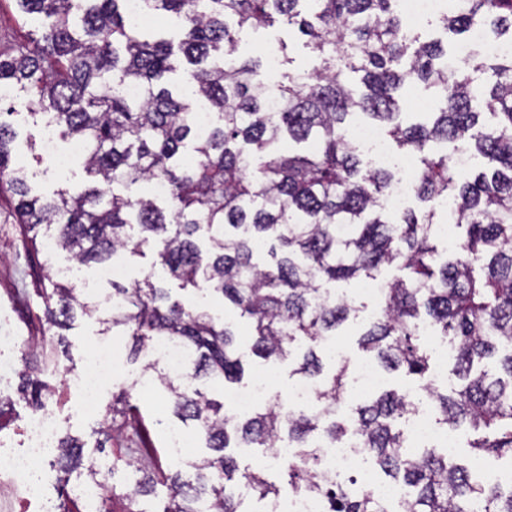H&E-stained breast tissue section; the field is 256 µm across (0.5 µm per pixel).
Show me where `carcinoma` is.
I'll list each match as a JSON object with an SVG mask.
<instances>
[{
  "instance_id": "carcinoma-1",
  "label": "carcinoma",
  "mask_w": 512,
  "mask_h": 512,
  "mask_svg": "<svg viewBox=\"0 0 512 512\" xmlns=\"http://www.w3.org/2000/svg\"><path fill=\"white\" fill-rule=\"evenodd\" d=\"M127 0H17L22 16L42 26L32 42L0 49V89L27 92L26 110L48 116L63 137L81 139L91 182L75 192L30 195L24 168L11 145L17 133L0 119V198L12 205L33 255L44 240L81 264H103L118 252L153 255V266L180 289L224 298L251 328L254 355L266 366L294 360L293 374L319 384L318 407L283 412L260 405L242 419L207 392L243 378L242 355L232 324L204 306L174 300L149 272L130 287L91 296L74 284L38 288L41 321L57 341L18 355V384L0 392V416L17 393L31 411L51 395L42 379L56 372L61 331L77 315L96 318L101 334L127 336L131 356L155 343L181 345L187 360L174 375L156 359L145 366L169 401L170 416L192 426L206 452L163 474L170 498L163 512H242L238 486L259 498L286 490L315 492L323 512H380L378 500L320 474L316 443L351 434L388 481L409 493L406 512H512V487L474 481L470 468L442 448L407 447L402 420L416 396L406 388L372 394L347 416L349 369L338 364L323 375V342L360 309L336 285L377 281L384 266L404 275L383 289L380 316L366 321L358 344L383 367L402 371L427 393L437 423L470 436L474 458H512V58L471 55L452 69L437 41L410 36L397 0H147L158 17L180 22L178 43L128 24ZM280 22L297 29L321 58L314 74L282 75L266 82L259 57L238 54L246 28ZM439 22L447 38L482 25L497 39H512V0H467ZM360 77L357 91L345 74ZM432 93L435 111L405 125L403 89ZM135 85L129 99L121 87ZM284 108L273 112L268 96ZM206 107V135L195 113ZM364 114L418 162L415 195L452 207V223L465 237L443 262L433 239L436 209L416 214L388 211L383 197L395 175L365 169L348 137L347 118ZM285 139L305 143L303 153H283ZM467 145L469 159L492 166L457 177L451 154L435 146ZM156 179L167 185L165 205L133 186ZM267 250L271 263L254 253ZM434 335L450 340L448 353L458 387L440 393L431 384V356L419 329L422 316ZM141 379L122 386L107 406L102 433L123 435L129 447L101 466L85 457L84 444L58 439L56 463L111 495L97 512H148L156 475L140 465L146 417L132 403ZM288 438L297 458L285 465L286 485L257 470L240 468L234 448L270 454ZM120 469L136 475L116 491Z\"/></svg>"
}]
</instances>
